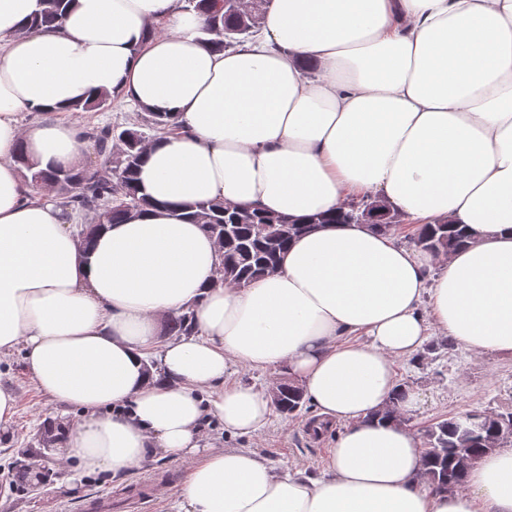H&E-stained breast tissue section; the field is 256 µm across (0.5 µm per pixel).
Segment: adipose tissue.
<instances>
[{
  "mask_svg": "<svg viewBox=\"0 0 512 512\" xmlns=\"http://www.w3.org/2000/svg\"><path fill=\"white\" fill-rule=\"evenodd\" d=\"M40 8L0 0V354L23 348L36 386L82 411L59 457L115 474L191 459L174 512H512V446L438 491L416 432L376 416L399 387L395 361L432 334L512 358V0H272L259 39L233 51L204 45L181 0H72L26 33ZM102 93L184 131L145 149L155 208L84 245L14 155L81 167L72 114ZM27 113L42 119L23 125ZM350 195L417 225L448 218L472 240L440 261L322 224L278 272L217 288L215 240L178 215L221 199L303 221ZM186 306L195 335L161 339ZM151 357L163 378L146 375ZM237 368L285 369L321 422L342 424L324 476L202 447L205 418L253 436L273 419L267 393L225 385Z\"/></svg>",
  "mask_w": 512,
  "mask_h": 512,
  "instance_id": "ef3b65f1",
  "label": "adipose tissue"
}]
</instances>
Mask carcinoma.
<instances>
[{
  "instance_id": "cac0c4a2",
  "label": "carcinoma",
  "mask_w": 512,
  "mask_h": 512,
  "mask_svg": "<svg viewBox=\"0 0 512 512\" xmlns=\"http://www.w3.org/2000/svg\"><path fill=\"white\" fill-rule=\"evenodd\" d=\"M205 20L201 27L203 41L218 50L235 49L251 40L269 8L271 0H186ZM27 32L36 33L61 18L65 0H42ZM183 131L175 119L165 113L138 112L130 126L117 130L111 124L88 130L85 138L98 154L104 156L101 168L92 175L80 171H51L37 168L24 150L16 160L28 184L56 185L57 203L80 215L92 212L95 223L82 228L83 243L106 224H121L154 202L137 181L146 142ZM186 219L202 225L215 239L220 251V266L214 285L245 288L255 278L278 270L288 243L318 224H364L378 232L395 234L397 214L388 202H375L366 196L351 201L333 216L315 215L299 224L291 218L222 200L199 202ZM468 240L466 229L439 218L417 229L413 243L428 252L449 255ZM196 334L193 310L188 307L167 316L164 335L176 338ZM403 389L376 413L382 421L398 419ZM273 406L284 417L298 415L307 405L303 390L287 379L278 383ZM512 412L473 410L444 419L424 431V457L431 483L453 491L463 485L465 467L461 460L497 447L511 446Z\"/></svg>"
}]
</instances>
